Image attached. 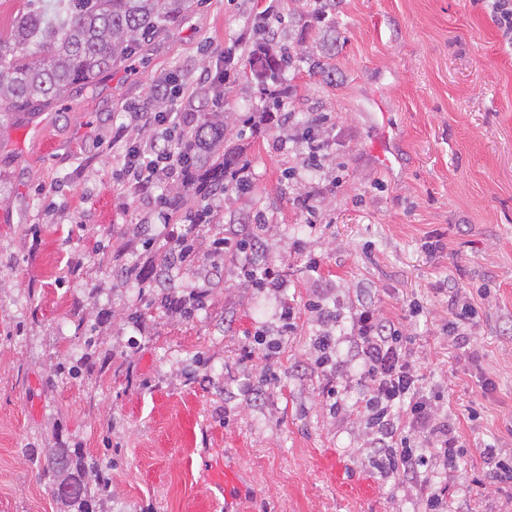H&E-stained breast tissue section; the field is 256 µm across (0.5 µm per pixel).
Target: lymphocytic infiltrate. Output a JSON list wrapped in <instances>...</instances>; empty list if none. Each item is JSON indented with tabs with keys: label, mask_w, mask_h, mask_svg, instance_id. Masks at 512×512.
Listing matches in <instances>:
<instances>
[{
	"label": "lymphocytic infiltrate",
	"mask_w": 512,
	"mask_h": 512,
	"mask_svg": "<svg viewBox=\"0 0 512 512\" xmlns=\"http://www.w3.org/2000/svg\"><path fill=\"white\" fill-rule=\"evenodd\" d=\"M142 121L161 129L149 144L123 142L119 158L140 196L152 195L162 169L180 166L169 128L191 125L192 109L145 112ZM318 368L337 372L355 366L366 389L365 410L381 475L424 490L441 468L456 464L461 447L453 422L440 417L441 392L425 394L423 374L413 364L409 341L377 305L365 303L352 312L345 355L334 353L336 339L324 335Z\"/></svg>",
	"instance_id": "1"
}]
</instances>
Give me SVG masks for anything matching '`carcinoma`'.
I'll return each mask as SVG.
<instances>
[{
    "label": "carcinoma",
    "instance_id": "cac0c4a2",
    "mask_svg": "<svg viewBox=\"0 0 512 512\" xmlns=\"http://www.w3.org/2000/svg\"><path fill=\"white\" fill-rule=\"evenodd\" d=\"M181 8V0H26L8 37L0 34V110L32 112L65 96L74 84H92L118 57L147 36L162 33ZM226 116L202 112L181 143V189L168 198L172 216L185 214L198 224L207 221L211 201L232 189L247 190L229 179L239 155L224 148ZM158 255L150 267L132 272L163 298L183 303L191 318L205 307V295L189 300L174 295L173 271L191 265L194 238L159 245L143 240ZM39 477L50 488L58 512H95L107 484L98 463L78 448L62 443L40 464ZM97 481V494L89 478Z\"/></svg>",
    "mask_w": 512,
    "mask_h": 512
}]
</instances>
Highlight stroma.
<instances>
[{
    "mask_svg": "<svg viewBox=\"0 0 512 512\" xmlns=\"http://www.w3.org/2000/svg\"><path fill=\"white\" fill-rule=\"evenodd\" d=\"M261 8L186 0L94 84L25 119L0 112V512H56L38 465L61 439L111 461L105 512H421L414 488L373 465L357 371L338 377L346 407L335 412L312 368L322 325L308 303L344 334L367 289L403 323L426 390H443L440 412L462 436L454 477L435 488L461 512H512V484L486 481L482 455H512V47L480 0H283L292 61L279 81H257L238 46L235 83L199 97L201 73L217 80ZM173 76L195 105L233 115L224 137L250 191L216 199L198 229L205 243L225 239L222 283L174 275L181 296L204 287L205 308L188 319L157 302L134 323L139 284L113 272L147 263L156 202L181 176L135 196L112 138L151 140L134 115L161 110L156 86ZM274 90L288 120L263 116ZM380 112L395 128L389 169L374 156ZM314 119L315 170L301 138ZM251 233L261 252L236 248ZM108 245L113 262H99ZM265 265L282 291L245 279ZM452 288L475 307V349L448 335ZM78 314L96 327L93 348ZM258 331L280 337L278 350L242 362Z\"/></svg>",
    "mask_w": 512,
    "mask_h": 512,
    "instance_id": "obj_1",
    "label": "stroma"
}]
</instances>
